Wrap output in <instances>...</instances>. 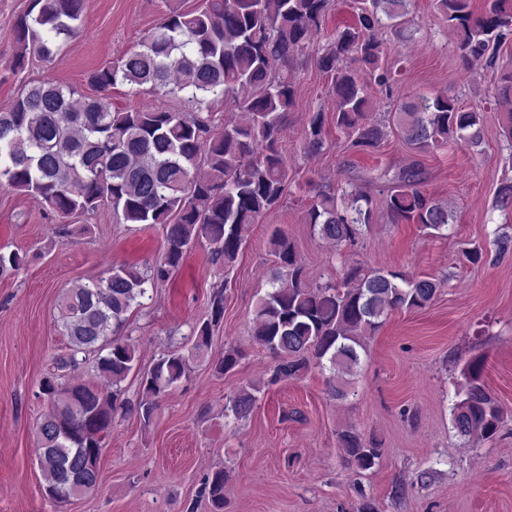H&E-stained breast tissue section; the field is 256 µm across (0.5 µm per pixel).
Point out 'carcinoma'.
Wrapping results in <instances>:
<instances>
[{
  "label": "carcinoma",
  "instance_id": "carcinoma-1",
  "mask_svg": "<svg viewBox=\"0 0 512 512\" xmlns=\"http://www.w3.org/2000/svg\"><path fill=\"white\" fill-rule=\"evenodd\" d=\"M409 0H367L357 21L336 29L322 48L320 70L330 78L328 96L336 128L356 153L377 150L394 126L416 155L450 144L477 148L483 113L465 110L453 97L406 98L379 120L371 112L360 71L380 86L392 75L381 66L377 32L404 28ZM330 0H202L200 7L169 9L139 48L95 71L90 82L104 95L44 80L22 89L0 112V187L37 199L58 217L90 216L112 207L122 224H163L165 249L149 267L115 266L104 276L62 291L60 327L68 352L57 369H75L96 355L94 369L105 384L63 382L52 375L42 393L53 411L37 425L36 457L46 495L68 501L71 485L93 492L100 472L81 463L83 450H102L118 412L133 410L148 425L160 399L187 378L190 359L208 347L212 328L224 316V290L209 300L210 318L193 330L188 352L172 351L140 373V396L132 404L122 383L135 369V350L114 336L127 312L148 290L163 284L182 264L191 244L204 242L214 265L229 276L252 228L279 206L288 185V164L278 144L286 114L295 106V85L282 68L322 28ZM434 8L457 39L462 66H496V47L512 32V0H434ZM83 0H31L14 25L19 46L14 67L51 60L61 43L80 33ZM149 86L180 107H119L107 94L117 84ZM498 99L512 100V65L496 71ZM234 105L242 122L215 124L212 106ZM326 147V113L309 114L306 151ZM383 206L392 224H417L436 237L457 224V210L423 190L420 161L394 172L379 169ZM371 197L347 184L318 191L304 211L313 233L338 247L353 248L374 224ZM274 265L270 289L258 300L252 336L275 359L270 382L297 379L310 368L329 371L328 394L355 393L350 380L367 340L398 311L422 310L441 283L388 268L348 267L335 283L312 281L295 244L282 231L269 239ZM26 254L0 252V278L20 271ZM462 398L451 412L456 434L473 443L493 439L502 424L498 404L482 384V363L462 372ZM257 389L244 385L225 396V416L242 420L253 412ZM349 466L372 468L381 441L354 429L339 433ZM227 472L207 475L199 494L211 512H224Z\"/></svg>",
  "mask_w": 512,
  "mask_h": 512
}]
</instances>
